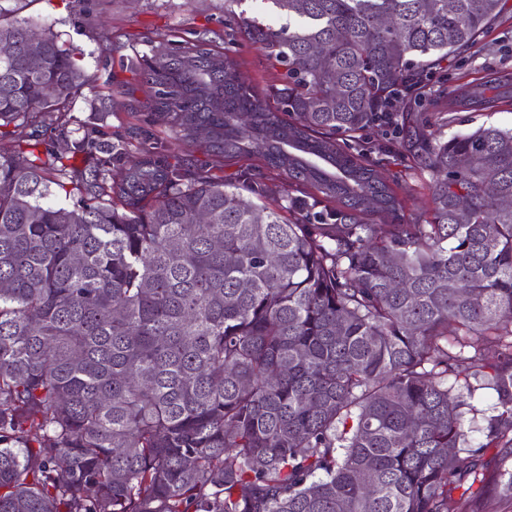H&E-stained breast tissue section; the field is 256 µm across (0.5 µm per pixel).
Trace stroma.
Wrapping results in <instances>:
<instances>
[{
	"label": "stroma",
	"instance_id": "35a3bbf8",
	"mask_svg": "<svg viewBox=\"0 0 512 512\" xmlns=\"http://www.w3.org/2000/svg\"><path fill=\"white\" fill-rule=\"evenodd\" d=\"M0 9L15 18L55 22L61 43L84 55L87 84L68 112L46 114L40 128L42 141L59 151L66 147L60 132L67 129L92 140L123 141L134 156L154 146L195 169L220 166L217 156L175 139L166 127L154 123L146 106L147 87L122 65L133 52L166 45L172 38L191 41L196 33H206L220 51L237 62L243 78L259 94H267L281 79L279 71L268 67L259 46L233 33V18L225 14L224 0H0ZM103 19L108 22L104 28L99 25ZM498 76H512V0H507L505 12L477 45L455 49L441 87L449 92L476 78ZM132 99L138 103L134 113L127 109ZM422 112L432 131L446 138L481 126L512 129V104L506 102L484 111H452L444 97L436 95L424 104ZM350 150L364 153L398 180V194L405 200V223L420 219L428 208V192L422 187L427 175L415 168L396 134L373 126L362 139L351 143ZM220 168L227 178L245 172L262 175L269 186L278 183L275 171L265 168L256 157ZM471 403L476 411L465 415L464 429L471 450L488 461L497 450L487 443V421L501 409L488 389L475 391Z\"/></svg>",
	"mask_w": 512,
	"mask_h": 512
}]
</instances>
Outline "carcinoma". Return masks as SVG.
Instances as JSON below:
<instances>
[{"label": "carcinoma", "instance_id": "cac0c4a2", "mask_svg": "<svg viewBox=\"0 0 512 512\" xmlns=\"http://www.w3.org/2000/svg\"><path fill=\"white\" fill-rule=\"evenodd\" d=\"M266 3L288 23L243 11L238 27L284 69L275 108L204 38L134 71L159 123L187 142L208 128L226 164L260 156L277 198L149 150L128 166L120 142L43 146L39 118L68 110L84 55L0 16V512H447L476 482L512 500V132L444 140L421 111L504 0ZM508 84L461 83L450 104L491 109ZM399 98L413 105L390 127L431 176L421 224L342 147ZM92 150L100 164H74ZM462 336L501 349L482 374L503 408L486 478L460 458L448 376L470 393L482 361Z\"/></svg>", "mask_w": 512, "mask_h": 512}]
</instances>
